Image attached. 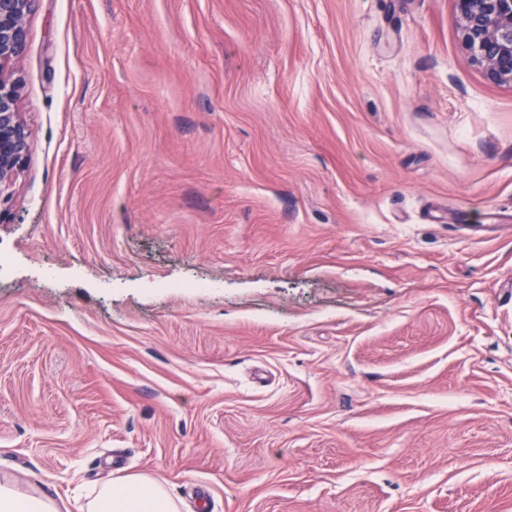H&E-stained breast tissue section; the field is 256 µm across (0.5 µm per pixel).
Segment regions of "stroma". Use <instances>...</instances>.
<instances>
[{
	"label": "stroma",
	"instance_id": "stroma-1",
	"mask_svg": "<svg viewBox=\"0 0 512 512\" xmlns=\"http://www.w3.org/2000/svg\"><path fill=\"white\" fill-rule=\"evenodd\" d=\"M459 24L35 0L0 478L69 512L151 474L181 512H512V84Z\"/></svg>",
	"mask_w": 512,
	"mask_h": 512
}]
</instances>
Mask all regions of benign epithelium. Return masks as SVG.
<instances>
[{"instance_id": "benign-epithelium-1", "label": "benign epithelium", "mask_w": 512, "mask_h": 512, "mask_svg": "<svg viewBox=\"0 0 512 512\" xmlns=\"http://www.w3.org/2000/svg\"><path fill=\"white\" fill-rule=\"evenodd\" d=\"M35 0H0V195L31 151L18 112L19 81L9 69L27 48L26 19ZM471 60L498 83H512V0H455Z\"/></svg>"}]
</instances>
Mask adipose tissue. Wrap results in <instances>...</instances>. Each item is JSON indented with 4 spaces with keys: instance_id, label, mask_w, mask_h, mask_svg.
<instances>
[{
    "instance_id": "1",
    "label": "adipose tissue",
    "mask_w": 512,
    "mask_h": 512,
    "mask_svg": "<svg viewBox=\"0 0 512 512\" xmlns=\"http://www.w3.org/2000/svg\"><path fill=\"white\" fill-rule=\"evenodd\" d=\"M0 512H59L54 498L42 490L27 494L10 478L0 481ZM81 512H179L158 476H128L97 490Z\"/></svg>"
}]
</instances>
